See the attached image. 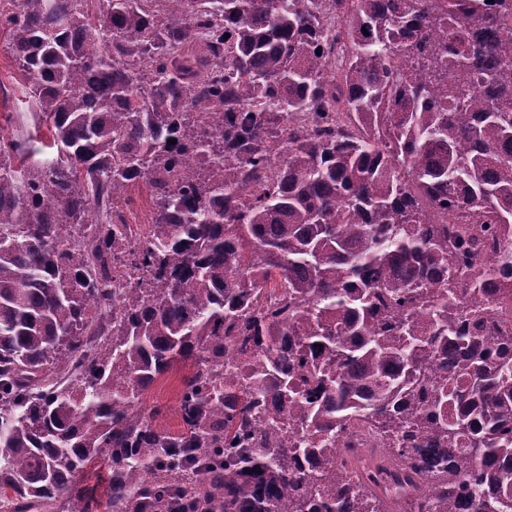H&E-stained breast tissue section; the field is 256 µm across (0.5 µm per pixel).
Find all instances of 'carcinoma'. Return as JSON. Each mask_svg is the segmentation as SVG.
Wrapping results in <instances>:
<instances>
[{
    "label": "carcinoma",
    "instance_id": "1",
    "mask_svg": "<svg viewBox=\"0 0 512 512\" xmlns=\"http://www.w3.org/2000/svg\"><path fill=\"white\" fill-rule=\"evenodd\" d=\"M510 22L0 0L51 150L0 132V503L92 512L100 460L112 512H512ZM180 363L171 435L137 404ZM354 420L366 463L335 443ZM147 189L144 184L132 191V202L126 208L125 213L128 221L133 224H147L149 211L147 205Z\"/></svg>",
    "mask_w": 512,
    "mask_h": 512
}]
</instances>
